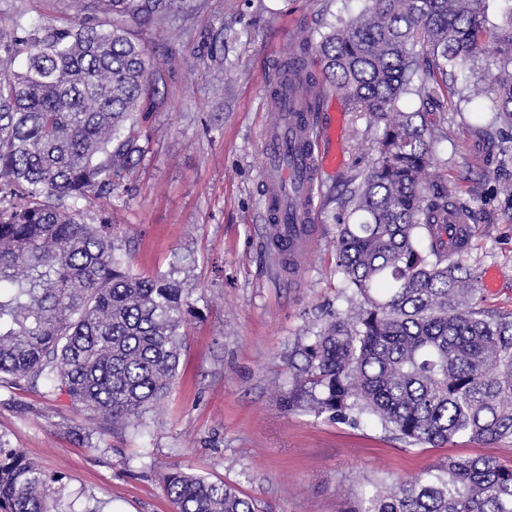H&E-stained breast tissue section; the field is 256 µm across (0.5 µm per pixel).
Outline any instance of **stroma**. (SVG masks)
Returning a JSON list of instances; mask_svg holds the SVG:
<instances>
[{
  "mask_svg": "<svg viewBox=\"0 0 512 512\" xmlns=\"http://www.w3.org/2000/svg\"><path fill=\"white\" fill-rule=\"evenodd\" d=\"M359 7V0H190L160 23L133 26L160 73L139 122L143 152L118 193L85 212L91 224L109 216L134 272H163L189 256L195 315L163 409L139 427L113 430L67 396L0 375V440L60 477L62 503L73 512H173L162 477L176 469L234 485L260 512H346L370 483L451 458L512 465L510 439L411 446L370 418L354 426L282 405L309 331L350 308L336 240L348 220L347 186L375 159L381 130L347 111L341 97L325 99L345 112L344 164L321 177V240L302 281L290 280L264 243L262 89L336 15ZM16 15L63 21L70 11L66 0H0V27ZM483 109L479 99L455 101L425 117L442 136L448 185L475 229L464 253L474 301L510 313L512 199L499 188L512 183V161H500L512 130L477 124ZM490 270L497 281L488 288Z\"/></svg>",
  "mask_w": 512,
  "mask_h": 512,
  "instance_id": "35a3bbf8",
  "label": "stroma"
}]
</instances>
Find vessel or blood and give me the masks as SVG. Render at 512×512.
Instances as JSON below:
<instances>
[{"instance_id": "vessel-or-blood-1", "label": "vessel or blood", "mask_w": 512, "mask_h": 512, "mask_svg": "<svg viewBox=\"0 0 512 512\" xmlns=\"http://www.w3.org/2000/svg\"><path fill=\"white\" fill-rule=\"evenodd\" d=\"M335 136L334 124L302 120L284 103L270 113L264 127L260 201L266 237L288 245V275L294 280L302 275L300 257L310 253L319 239L315 182L322 170L337 163L329 147ZM448 233L460 243L470 242L473 227L463 211L449 209Z\"/></svg>"}]
</instances>
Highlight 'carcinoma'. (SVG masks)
<instances>
[{
    "label": "carcinoma",
    "mask_w": 512,
    "mask_h": 512,
    "mask_svg": "<svg viewBox=\"0 0 512 512\" xmlns=\"http://www.w3.org/2000/svg\"><path fill=\"white\" fill-rule=\"evenodd\" d=\"M70 2L64 26L18 16L0 29V375L135 427L177 377L192 289L182 266L134 273L108 219L87 224L76 206L112 196L141 152L154 64L128 22L158 21L187 0ZM364 2L321 35L320 72L290 62L279 79L300 112L331 88L382 126L336 242L357 306L309 337L284 407L354 425L372 417L411 446L510 439L512 313L471 306L463 253L435 234L455 194L437 136L399 103L483 98L512 126V0L495 29L485 0ZM486 54L497 72L458 85ZM60 481L0 439V512H50ZM163 483L176 512H258L222 480L177 470ZM353 512H512V466L451 459L371 484Z\"/></svg>",
    "instance_id": "cac0c4a2"
}]
</instances>
